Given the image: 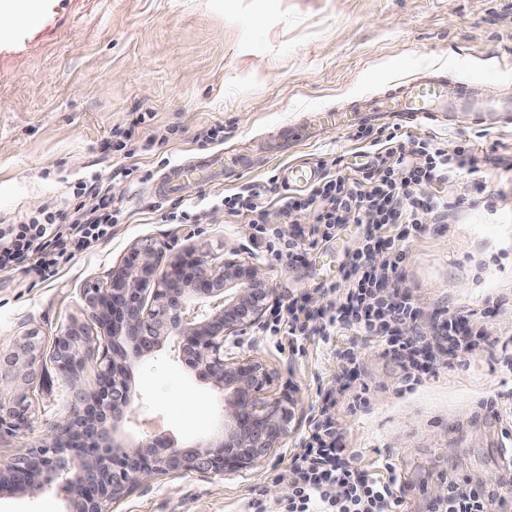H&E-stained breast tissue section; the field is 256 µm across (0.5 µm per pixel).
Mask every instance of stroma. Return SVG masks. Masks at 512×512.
Listing matches in <instances>:
<instances>
[{"label": "stroma", "mask_w": 512, "mask_h": 512, "mask_svg": "<svg viewBox=\"0 0 512 512\" xmlns=\"http://www.w3.org/2000/svg\"><path fill=\"white\" fill-rule=\"evenodd\" d=\"M426 70L465 79L476 96L512 93V0H42L35 21L1 36L0 216L70 199L89 181L119 202L124 221L110 240L49 275H30L20 264L0 269V350L33 332L44 353L43 376L27 390V424L0 435V464L35 450L69 414L72 393L50 359L54 340L71 322L85 321V290L151 240L212 263L263 266L268 310L225 341L224 357L263 364L272 375L266 397L287 406L291 420L287 437L257 468L240 476L164 475L134 489L114 512H245L257 492L278 501L274 487L289 475L290 449L301 446L310 418L342 376L353 389L369 387L372 397L357 412L338 401L342 442L363 469L393 459L405 512H433L434 488L449 477L495 482L498 456H512V417L505 414L512 408V128L477 126L466 113L411 129L383 117L326 127L311 142L266 152L304 111L349 106ZM171 126L176 134L162 141ZM218 126L222 140L204 143ZM127 129L130 156L112 147L117 131ZM392 133L400 149L427 141L471 160L448 181L414 183L424 197L445 200L448 219L429 217L420 235L402 241L405 259L393 277L420 307L415 330L439 333L455 315L478 349L438 352L433 376L406 392L403 359L369 339L313 336L296 355L288 335L267 331L274 311L294 298L314 310L326 304L323 289L357 247L360 227L346 225L301 259L277 260L249 230L248 215L216 202L254 188L270 202L271 222L281 224L275 202L289 165L334 159L344 170L369 141ZM153 136L158 144L145 149ZM217 150L239 159L223 180L167 202L151 192L162 172ZM130 166L133 176H117ZM201 203L205 223H170L169 213ZM350 344L359 360L345 371L336 351ZM133 386V436L192 446L218 433L223 392L170 349L137 360ZM68 510L61 483L35 497L0 491V512Z\"/></svg>", "instance_id": "stroma-1"}]
</instances>
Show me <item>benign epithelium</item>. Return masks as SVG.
<instances>
[{
	"mask_svg": "<svg viewBox=\"0 0 512 512\" xmlns=\"http://www.w3.org/2000/svg\"><path fill=\"white\" fill-rule=\"evenodd\" d=\"M270 294L259 264L225 260L208 269L191 252L171 258L164 244L134 246L105 284L84 292L96 332L75 321L56 337L52 360L73 392L70 415L32 455L0 466V488L37 495L64 476L69 512H110L109 504L161 475L253 469L288 435L290 413L266 400L270 374L260 363L224 360V341L261 318ZM170 346L224 390V428L211 441L183 447L167 437L134 440L124 430L135 410V361ZM99 351V387L88 391L80 373ZM41 358L33 334L14 337L0 355V432L27 423V388Z\"/></svg>",
	"mask_w": 512,
	"mask_h": 512,
	"instance_id": "1",
	"label": "benign epithelium"
}]
</instances>
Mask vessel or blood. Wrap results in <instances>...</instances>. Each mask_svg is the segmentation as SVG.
Wrapping results in <instances>:
<instances>
[{"label": "vessel or blood", "instance_id": "1", "mask_svg": "<svg viewBox=\"0 0 512 512\" xmlns=\"http://www.w3.org/2000/svg\"><path fill=\"white\" fill-rule=\"evenodd\" d=\"M366 112H389L407 125L432 119L439 113L468 112L477 125H485L491 119L504 128L512 125V98L498 99L491 95L480 99L470 93L467 82L462 79L426 71L397 83L393 91L358 107L305 113L292 124L289 132L300 140L325 125L336 128L352 125ZM229 163L228 157L221 156L211 166L196 161L176 166L162 176L155 194L162 199L185 196L189 189L212 183L218 168ZM319 175L317 166L301 162L288 167L283 182L289 187H304L314 183Z\"/></svg>", "mask_w": 512, "mask_h": 512}]
</instances>
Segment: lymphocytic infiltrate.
<instances>
[{
	"label": "lymphocytic infiltrate",
	"instance_id": "obj_1",
	"mask_svg": "<svg viewBox=\"0 0 512 512\" xmlns=\"http://www.w3.org/2000/svg\"><path fill=\"white\" fill-rule=\"evenodd\" d=\"M377 157L375 173L358 170L348 175L331 170L309 191L280 198L281 224L294 222L299 212H312L314 221L300 237H285L281 225L269 223L268 204L257 193L244 190L222 197L221 202L229 212L250 213L252 224L277 258L300 257L305 249L335 238L344 225H364L349 261L324 290L331 301L320 318H313L305 303L295 300L282 315L283 326H272L271 331L287 329L295 353L301 352L305 337L327 339L342 331L385 345L405 360L403 383L410 390L421 382L420 361L431 351L433 337L413 331L419 310L412 297L385 293L381 283L402 262L401 238L421 233L428 214H443L445 205L437 198L418 199L408 183L397 181L395 175L397 169L406 167L431 177L450 178L464 162L426 142L412 154H404L391 136ZM88 192L99 199L92 211L85 210L81 201ZM122 219V208L109 191L80 184L68 202L45 205L8 219L0 227V269L32 256L36 259L32 272L45 275L65 255L90 250L111 238L113 227ZM376 252L382 264L372 262ZM289 471L284 499L272 505L255 496L251 512H401L394 463L384 459L370 474L360 469L356 456L345 453L340 443L335 401H327L311 418L302 446L290 453ZM510 501L512 479L486 485L452 477L437 512H503Z\"/></svg>",
	"mask_w": 512,
	"mask_h": 512
}]
</instances>
